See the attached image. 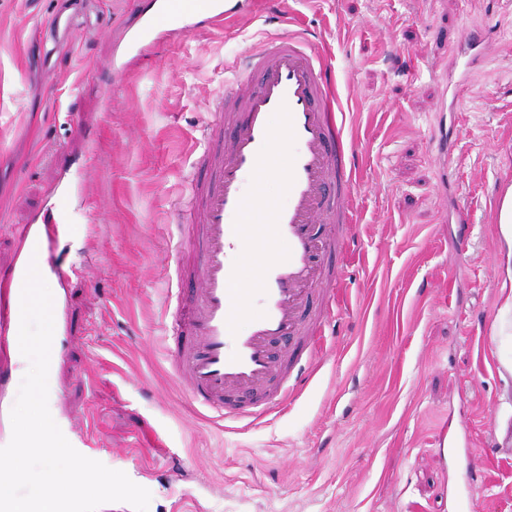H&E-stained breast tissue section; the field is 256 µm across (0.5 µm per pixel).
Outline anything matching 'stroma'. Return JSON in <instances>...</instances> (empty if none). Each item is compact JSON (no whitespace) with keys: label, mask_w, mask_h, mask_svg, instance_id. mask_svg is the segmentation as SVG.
I'll return each instance as SVG.
<instances>
[{"label":"stroma","mask_w":512,"mask_h":512,"mask_svg":"<svg viewBox=\"0 0 512 512\" xmlns=\"http://www.w3.org/2000/svg\"><path fill=\"white\" fill-rule=\"evenodd\" d=\"M72 41H39L58 0H0V273L16 228L53 212L75 230L71 339L53 374L87 425L92 456L151 493L148 512H512V373L492 224L512 178V0H255L130 64L105 63L149 0H74ZM295 30L331 60L356 222L316 256L345 289L324 293L325 355L271 343L304 366L269 411L202 415L166 356L165 257L204 130L237 63ZM485 47L470 70V37ZM84 195L62 208L63 183ZM181 280V279H178ZM184 292L198 283L181 280Z\"/></svg>","instance_id":"obj_1"}]
</instances>
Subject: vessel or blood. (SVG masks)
Wrapping results in <instances>:
<instances>
[{
  "label": "vessel or blood",
  "mask_w": 512,
  "mask_h": 512,
  "mask_svg": "<svg viewBox=\"0 0 512 512\" xmlns=\"http://www.w3.org/2000/svg\"><path fill=\"white\" fill-rule=\"evenodd\" d=\"M222 0H161L128 38L126 54L140 56L170 29L191 22L224 18ZM328 57L310 40L288 33L251 49L235 70L224 95L222 124L212 125L206 140L207 181L189 180L194 204L181 214L184 234L167 260L183 269L185 256L196 262L199 286L191 294L168 288L176 304L166 311V333L174 341L167 360L191 403L218 419H243L247 412L228 401L238 393L260 395L272 408L287 398L288 384H277L282 365L269 350L272 338L320 335L317 325H303L300 306L311 289L334 292L336 271L318 270L313 224H333L326 239L335 246L354 222L353 174L347 170L344 115L330 77ZM232 128L223 140L222 125ZM281 194L267 196L270 180ZM67 228L55 219L33 216L19 225L12 268L0 278V444L12 427L5 400L11 364L20 357L18 318L27 268L69 281L72 271L54 252ZM38 254H31V241ZM54 346L62 348L68 330L67 306L53 302ZM250 331H239L242 319ZM52 403L65 405L61 389ZM58 426L76 448L91 447L80 423L65 412Z\"/></svg>",
  "instance_id": "obj_1"
}]
</instances>
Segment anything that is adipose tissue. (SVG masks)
<instances>
[{"instance_id": "1", "label": "adipose tissue", "mask_w": 512, "mask_h": 512, "mask_svg": "<svg viewBox=\"0 0 512 512\" xmlns=\"http://www.w3.org/2000/svg\"><path fill=\"white\" fill-rule=\"evenodd\" d=\"M493 222L498 228L499 248L496 265L499 270L500 300L493 334L497 337L501 365L512 371V183L501 188L495 205Z\"/></svg>"}]
</instances>
